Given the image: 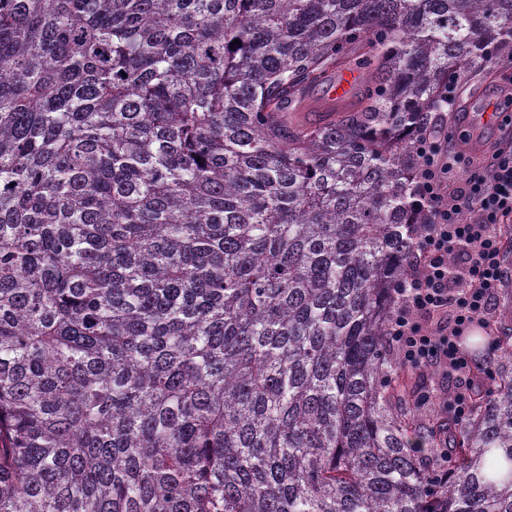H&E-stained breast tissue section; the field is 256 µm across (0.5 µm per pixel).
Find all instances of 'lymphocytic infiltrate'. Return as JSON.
Masks as SVG:
<instances>
[{"label":"lymphocytic infiltrate","mask_w":512,"mask_h":512,"mask_svg":"<svg viewBox=\"0 0 512 512\" xmlns=\"http://www.w3.org/2000/svg\"><path fill=\"white\" fill-rule=\"evenodd\" d=\"M423 157L419 190L431 226L424 240L425 261L415 266L402 284L403 303L397 320L401 327L411 324L417 313L451 308L457 324L488 313L506 276L495 226L503 216L512 214V151L498 152L489 174L468 178L464 203L479 211L469 223L461 222L460 207L447 205L440 192L445 174L457 167L458 156L429 138ZM452 259L462 265L463 274L450 276L448 262Z\"/></svg>","instance_id":"1"}]
</instances>
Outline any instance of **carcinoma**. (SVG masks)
Returning <instances> with one entry per match:
<instances>
[{"mask_svg":"<svg viewBox=\"0 0 512 512\" xmlns=\"http://www.w3.org/2000/svg\"><path fill=\"white\" fill-rule=\"evenodd\" d=\"M509 52L512 0H0V512H512V306L464 389L393 336L417 137ZM346 72L354 73L356 81L346 96L336 97L332 90ZM365 76L366 72L363 70L346 69L327 77L322 83L313 86L308 91L304 101L299 105V117L309 123H327L334 119L338 120L342 115L341 112H347L352 108L358 85Z\"/></svg>","mask_w":512,"mask_h":512,"instance_id":"1","label":"carcinoma"}]
</instances>
